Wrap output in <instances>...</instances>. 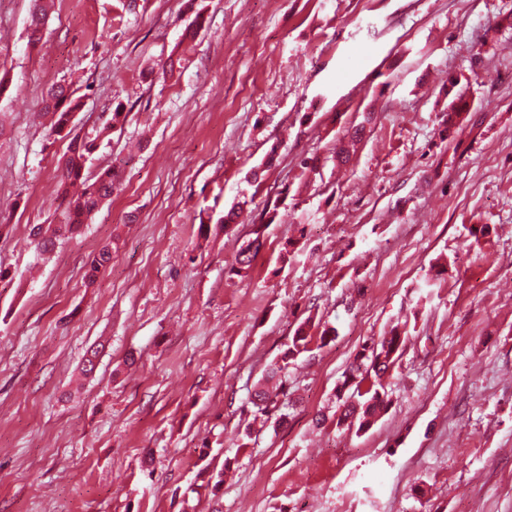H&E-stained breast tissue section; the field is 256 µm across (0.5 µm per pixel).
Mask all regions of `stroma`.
Masks as SVG:
<instances>
[{"label":"stroma","instance_id":"stroma-1","mask_svg":"<svg viewBox=\"0 0 512 512\" xmlns=\"http://www.w3.org/2000/svg\"><path fill=\"white\" fill-rule=\"evenodd\" d=\"M198 2L186 40L188 0H54L34 44L30 0H0V512H512V30L478 42L512 0ZM171 56L174 78H144ZM451 77L477 125L444 141ZM60 82L84 101L79 135L127 114L90 171L127 164L38 257L32 228L64 219L70 141H47L40 116ZM365 112L353 160L302 184L299 160ZM275 143L279 164L248 183ZM284 184L279 223L233 275L250 227L218 217L244 199L260 220ZM310 315L338 337L289 369L288 427L233 447ZM399 318L388 412L360 435L317 427L359 345ZM208 464L226 475L200 495Z\"/></svg>","mask_w":512,"mask_h":512}]
</instances>
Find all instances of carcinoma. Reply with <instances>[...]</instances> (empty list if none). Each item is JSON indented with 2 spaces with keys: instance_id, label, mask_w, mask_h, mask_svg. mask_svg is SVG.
<instances>
[{
  "instance_id": "1",
  "label": "carcinoma",
  "mask_w": 512,
  "mask_h": 512,
  "mask_svg": "<svg viewBox=\"0 0 512 512\" xmlns=\"http://www.w3.org/2000/svg\"><path fill=\"white\" fill-rule=\"evenodd\" d=\"M46 22L45 9L38 3L34 4L29 15L30 41L38 42L42 38ZM459 85L458 80L449 81L448 93L452 94L448 102V112L443 116V134L448 137L464 131L476 124L471 103L466 95L454 91ZM81 100L73 98L62 84H58L47 93L45 108L53 112L54 122L47 132V137L61 135L68 128L75 113L80 110ZM371 113L363 114V120L345 129L342 137L337 139L331 155L321 157L314 154L304 159L301 164V176L307 178L320 173L323 163L331 160L338 164H347L352 160L351 148L361 141L366 134L367 125L371 124ZM97 147L96 140L78 142L71 141L69 155L65 161V172L62 179L76 181L82 178V170ZM123 177L122 164H112L101 169L91 182H84V189L75 198L63 194L66 201V217L61 224H56L46 231L38 232V237L31 241L33 251L45 255L53 251L56 243L76 235L86 221L91 218L105 200L109 199L119 187ZM266 219L261 224L253 225L250 238L237 258L232 274L240 277L248 275L253 260L264 247L267 230L275 223L277 209L265 212ZM112 260V248L108 245L99 249L90 263L86 274L87 286L95 284L99 274L105 270ZM337 337L336 328L320 326L308 316L295 328L288 349L281 358L271 363L266 369L265 384L256 390L249 399L252 405L253 419H262L278 429L288 424L290 409L294 402L285 381L288 365L311 351V344L321 349L334 342ZM406 331L394 325L382 336L371 337L356 352L342 375V381L336 386L337 409L336 426L356 429V432L368 430L382 415L389 405L390 397L384 387V378L392 375L400 368V361L406 344Z\"/></svg>"
}]
</instances>
